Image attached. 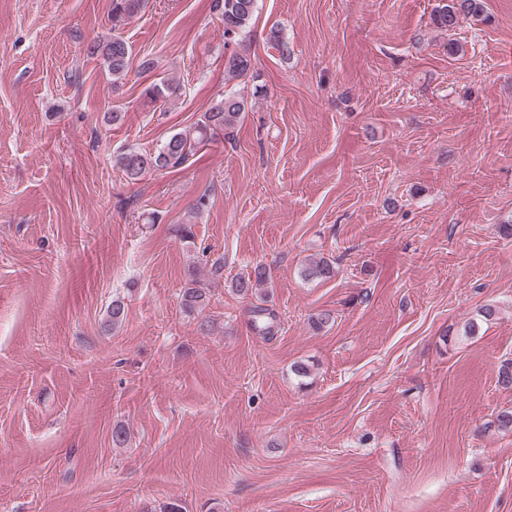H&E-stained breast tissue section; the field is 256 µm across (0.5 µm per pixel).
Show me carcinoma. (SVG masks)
Here are the masks:
<instances>
[{"label":"carcinoma","instance_id":"cac0c4a2","mask_svg":"<svg viewBox=\"0 0 512 512\" xmlns=\"http://www.w3.org/2000/svg\"><path fill=\"white\" fill-rule=\"evenodd\" d=\"M143 2L144 0H112L113 27H119L137 15ZM256 2L257 0H215V9L224 25V47L238 43L241 35L249 28L256 11ZM483 11V0H445V4L437 8L434 22L441 28L451 30L459 26L461 20L477 16ZM87 52L103 59L104 67L114 82L126 78L132 71L130 47L116 34L93 41L88 45ZM250 70L251 57L247 52L235 50L224 55V73L227 79L245 77ZM179 93L180 85L171 80H161L146 89V95L152 103H165ZM245 109V98L227 93L203 112L191 129L171 135L153 152L125 150L115 156L114 163L130 182L141 180L151 171L180 168L218 133L233 129ZM301 274L308 280H329L335 276V269L330 262L319 259L309 262ZM269 280L267 266L258 264L248 276L238 279L233 288L239 295L253 296L266 287ZM206 300L205 288L199 280L191 279L181 296L184 311H199L205 306Z\"/></svg>","mask_w":512,"mask_h":512}]
</instances>
